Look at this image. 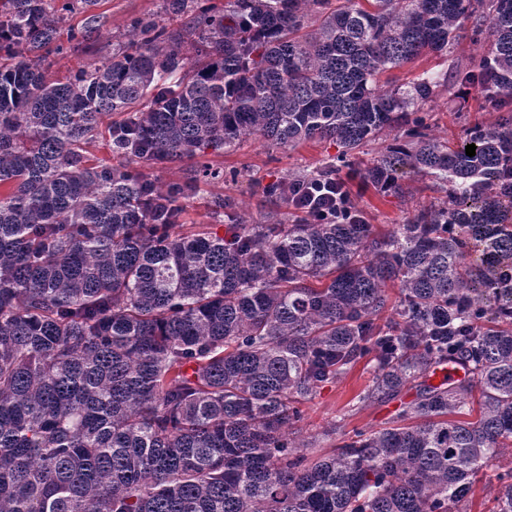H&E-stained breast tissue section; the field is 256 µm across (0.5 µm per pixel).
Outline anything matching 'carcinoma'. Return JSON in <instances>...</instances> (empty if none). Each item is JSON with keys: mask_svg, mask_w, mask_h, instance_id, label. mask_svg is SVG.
Returning a JSON list of instances; mask_svg holds the SVG:
<instances>
[{"mask_svg": "<svg viewBox=\"0 0 512 512\" xmlns=\"http://www.w3.org/2000/svg\"><path fill=\"white\" fill-rule=\"evenodd\" d=\"M127 44L53 80L56 0L0 3V512H453L512 448V0H165ZM487 35L499 111L428 133L438 81L388 73ZM97 18L68 30L76 50ZM191 46L195 55L184 54ZM386 80H381V77ZM110 127L115 164L86 146ZM387 130L395 144L355 159ZM244 136L339 146L312 174L444 194L380 234L360 212L176 232L180 199ZM476 146L475 156L466 146ZM167 168L159 185L124 162ZM366 361L379 430L298 454L302 406ZM450 360L472 373L425 381ZM492 512H512V470ZM194 162L195 161L193 160H185L182 163H178L166 169L148 168L144 166L143 163L132 164L131 166L137 168L138 170H143V172L151 175L152 179H154L156 182H158L161 185H165L184 177L185 174L192 168Z\"/></svg>", "mask_w": 512, "mask_h": 512, "instance_id": "1", "label": "carcinoma"}]
</instances>
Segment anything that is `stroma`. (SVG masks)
<instances>
[{
	"mask_svg": "<svg viewBox=\"0 0 512 512\" xmlns=\"http://www.w3.org/2000/svg\"><path fill=\"white\" fill-rule=\"evenodd\" d=\"M163 0H99L94 14L99 17L100 31L95 40L75 52L50 56L49 72L52 78L65 79L87 63L111 57L113 50L127 42V25L131 18L163 20ZM484 42L475 39L471 29H464L455 45L445 53H428L414 66L397 70L400 81L428 72L441 74L455 65H477L484 53ZM428 122L433 135L450 140L458 139L465 125L493 124L498 113L491 107H480L466 86L440 84L432 102L426 106ZM338 148L330 140H314L294 147H280L249 136L221 155L211 156L213 167L223 170L220 181L199 182L195 192L185 200L181 221L185 224L212 223L211 203L221 197L231 203L230 221L237 224H267L272 216L283 213L281 202L264 195L263 184L302 175L319 167L322 160L336 156ZM407 184L416 188V195L393 196L376 192L359 180L347 181L358 210L367 223L385 230L396 224L407 223L418 203L429 201L424 189L425 177L408 174ZM371 375L365 364H357L341 380L325 385L315 398L304 406L305 416L299 425L298 437L312 452H329L338 442L331 434L332 424L342 425L344 431L356 428L377 430L383 428L398 412L401 404L410 402L413 391L403 392L399 399L388 403H372L361 410H351V399L369 385ZM512 470V448L504 450L491 466L481 471L468 496L458 505L459 512H491L498 490L497 477Z\"/></svg>",
	"mask_w": 512,
	"mask_h": 512,
	"instance_id": "1",
	"label": "stroma"
}]
</instances>
